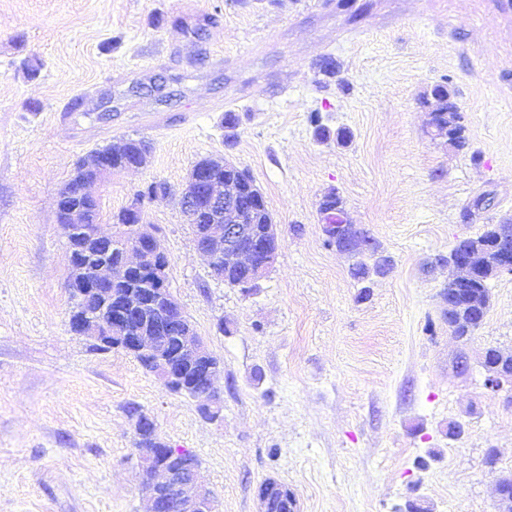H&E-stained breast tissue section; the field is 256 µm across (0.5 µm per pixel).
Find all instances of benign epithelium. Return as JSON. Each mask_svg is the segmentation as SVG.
Instances as JSON below:
<instances>
[{
  "label": "benign epithelium",
  "mask_w": 512,
  "mask_h": 512,
  "mask_svg": "<svg viewBox=\"0 0 512 512\" xmlns=\"http://www.w3.org/2000/svg\"><path fill=\"white\" fill-rule=\"evenodd\" d=\"M88 166L94 177L80 181L74 192L58 194L56 200V210L71 220L65 228L69 241L68 288L75 300L70 333L136 357L166 387L193 398H207L205 414L211 420L221 419L222 399L215 388L221 363L195 334L167 286L169 258L142 224L146 197L138 193L128 206V223L137 225L138 230L117 244L116 234H106L100 224L86 220L81 205L98 199L94 188L112 174L111 156L92 158ZM260 203H264V197L244 177L226 180L218 167L197 165L190 171L183 209L192 219L203 215L208 220L201 231L204 245L198 250L209 258L214 276H224V269L218 266L224 258L231 261L246 284L257 281L276 262L281 251L276 226L257 228L246 223ZM320 216L323 229L341 232L337 251L351 256L374 251V241L355 232L356 225L345 208L323 205ZM507 234L506 228L496 225L487 234L463 238L461 254L448 256L446 284L453 292L466 290L488 266L496 276L512 274V249L502 246ZM440 300L446 319L461 326L463 334L456 335V339L469 341L484 323L489 296L472 295L465 311L455 305L450 294H442ZM157 310L164 323L179 335L177 344L142 323L148 313ZM481 364L488 387L498 389L512 383L511 352L486 350ZM132 417L137 435H147L155 444L153 448L137 449L140 462L150 471L149 478L140 482L147 512H211L213 500L201 480L200 466L177 449L166 447L149 417L139 411L132 412ZM276 492L278 505L287 512H296L295 497L273 485L259 489L261 512H269ZM495 512H512V485L504 481L495 484Z\"/></svg>",
  "instance_id": "7a95c632"
}]
</instances>
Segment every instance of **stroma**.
Segmentation results:
<instances>
[{"mask_svg":"<svg viewBox=\"0 0 512 512\" xmlns=\"http://www.w3.org/2000/svg\"><path fill=\"white\" fill-rule=\"evenodd\" d=\"M328 57L339 73L324 84ZM436 84L455 93L466 150L427 132ZM127 137L151 155L96 186L104 230L137 190L180 188L221 155L252 176L281 237L245 291L212 276L176 198L143 205L170 292L222 364L219 422L69 332L56 199L80 157ZM331 190L394 260L364 301L326 243ZM483 193L490 207L463 220ZM510 217L506 0H0V512H145L133 405L198 458L214 512H260L270 479L298 512H494L512 388L486 387L480 354L512 350V276L492 280L463 343L439 313L445 275L426 265Z\"/></svg>","mask_w":512,"mask_h":512,"instance_id":"obj_1","label":"stroma"}]
</instances>
